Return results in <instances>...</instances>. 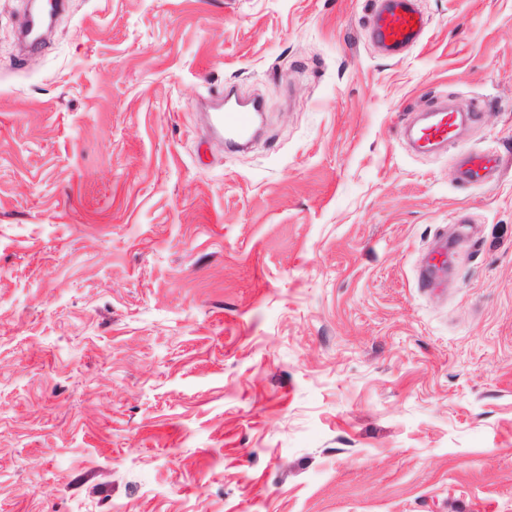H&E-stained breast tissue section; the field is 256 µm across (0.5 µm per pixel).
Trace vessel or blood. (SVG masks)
<instances>
[{
  "label": "vessel or blood",
  "instance_id": "b4317fda",
  "mask_svg": "<svg viewBox=\"0 0 512 512\" xmlns=\"http://www.w3.org/2000/svg\"><path fill=\"white\" fill-rule=\"evenodd\" d=\"M427 21L419 10L416 0H376L370 20L373 42L382 52L392 57L401 56L406 50L418 45L426 29ZM213 129L224 136L226 148L238 151L247 147L261 113L265 109L262 100L240 99L233 88H226L211 106ZM429 121L422 127L405 125L404 137H416L422 147L443 146L456 137L459 121L474 122L477 110L459 113L447 100H438L427 109ZM499 168L496 158L489 155L469 154L457 161L458 178L469 183L478 179H491Z\"/></svg>",
  "mask_w": 512,
  "mask_h": 512
}]
</instances>
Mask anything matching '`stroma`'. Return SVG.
I'll return each instance as SVG.
<instances>
[{"label": "stroma", "mask_w": 512, "mask_h": 512, "mask_svg": "<svg viewBox=\"0 0 512 512\" xmlns=\"http://www.w3.org/2000/svg\"><path fill=\"white\" fill-rule=\"evenodd\" d=\"M26 4L0 512H512V0H418L398 58L371 0H65L32 53ZM228 84L265 103L244 152L209 124ZM437 98L482 117L414 152ZM498 168V160L489 155L469 154L460 157L457 161L458 178L464 183L478 179H491Z\"/></svg>", "instance_id": "obj_1"}]
</instances>
